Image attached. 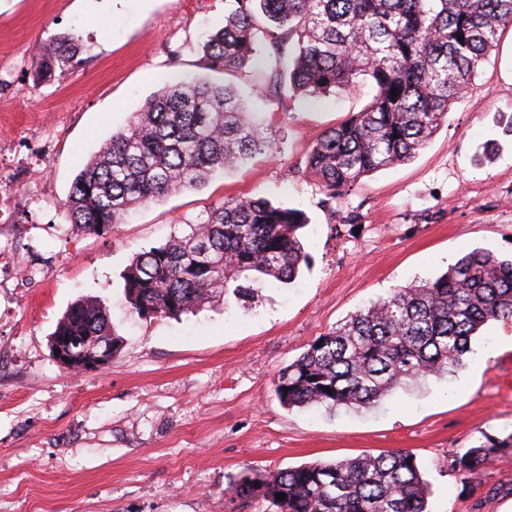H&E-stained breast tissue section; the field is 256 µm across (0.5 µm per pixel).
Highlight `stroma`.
<instances>
[{
    "label": "stroma",
    "mask_w": 512,
    "mask_h": 512,
    "mask_svg": "<svg viewBox=\"0 0 512 512\" xmlns=\"http://www.w3.org/2000/svg\"><path fill=\"white\" fill-rule=\"evenodd\" d=\"M230 0H0V171L14 205L0 224V512H269L225 494L229 477L365 453L409 450L431 484L430 512H512V460L476 493L450 475L451 451L512 432V321L488 322L457 375H430L372 409L283 407L280 371L316 337L398 287L433 279L465 253L512 256V28L469 93L409 161L364 176L328 202L304 171L329 127L373 98L371 81L310 100L270 84L274 56L208 69L200 44ZM85 49L48 83L37 52L62 33ZM238 89L279 149L205 184L133 209L112 232L69 224L82 167L145 99L183 77ZM302 211L309 270L265 283L256 305L214 303L142 319L125 300L135 253L164 244L227 197ZM105 299L120 351L73 374L49 337L76 300Z\"/></svg>",
    "instance_id": "1"
}]
</instances>
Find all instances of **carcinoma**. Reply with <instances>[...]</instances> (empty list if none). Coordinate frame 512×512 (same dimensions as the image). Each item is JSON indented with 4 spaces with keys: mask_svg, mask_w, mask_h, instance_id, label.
<instances>
[{
    "mask_svg": "<svg viewBox=\"0 0 512 512\" xmlns=\"http://www.w3.org/2000/svg\"><path fill=\"white\" fill-rule=\"evenodd\" d=\"M233 2L224 24L203 41L210 67L258 62L294 33L292 57L272 82L284 75L288 89L308 98L346 92L361 77L376 85L362 111L326 130L307 153L305 171L332 199L423 149L449 106L468 93L500 31L512 26V0ZM82 49L79 35L58 36L35 58L38 79L52 80ZM275 147L272 128L253 118L231 86L180 81L147 98L81 169L65 216L87 234H104L130 208L201 185ZM305 227L298 210L227 198L203 221L136 254L124 276L129 308L141 318L178 319L215 301L249 303L264 280L290 284L309 264L299 237ZM505 320H512V259L474 249L440 277L397 288L314 339L279 374L275 394L288 408H370L410 380L458 372L478 330ZM70 340L80 341L70 347L75 372L85 352L109 343L118 351L105 300L71 304L49 346ZM511 458L512 432L448 454L447 466L474 492L490 463ZM227 491L242 502L261 497L272 512H427L430 494L410 450L243 474L229 478Z\"/></svg>",
    "mask_w": 512,
    "mask_h": 512,
    "instance_id": "obj_1",
    "label": "carcinoma"
}]
</instances>
